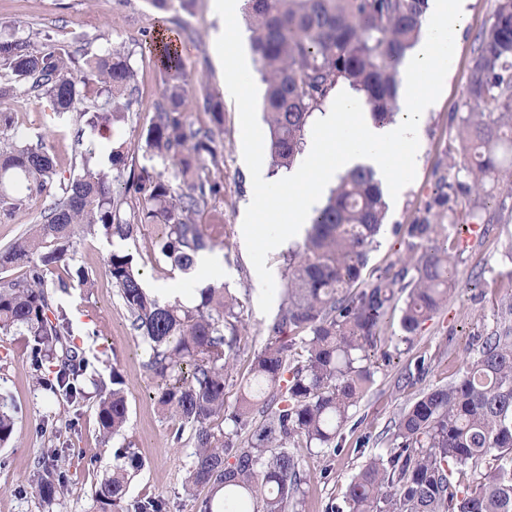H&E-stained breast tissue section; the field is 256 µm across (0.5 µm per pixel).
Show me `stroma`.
<instances>
[{
	"instance_id": "obj_1",
	"label": "stroma",
	"mask_w": 512,
	"mask_h": 512,
	"mask_svg": "<svg viewBox=\"0 0 512 512\" xmlns=\"http://www.w3.org/2000/svg\"><path fill=\"white\" fill-rule=\"evenodd\" d=\"M493 9L494 0H472L468 8L448 80L422 129L416 177L400 199L389 205V228L369 254L366 279L376 278L397 260L399 239L392 232L393 226L412 223L432 202L440 177L452 182L462 177L461 172L450 168L448 152L457 146L460 118L470 110L462 91L470 79L477 37L489 27ZM167 18L169 27L181 33L180 51L189 76L186 108L191 119L201 125L209 122L208 115L197 106L203 86H210L223 99L221 152L217 163L208 165L207 173L210 180L223 184L224 190L196 220L211 235L214 252L223 255L224 267L209 270L195 266L182 272L157 263L155 241L160 228L154 224L141 226L135 247L141 256L145 288H153L158 282L196 290L223 284L239 299V351L234 380L226 389V404L231 407L239 394L238 381L247 377L268 339L267 327L273 320L258 307L260 281L240 238V226L253 197L251 168L269 164L268 135L262 117L264 85L258 69H251L250 94L241 100L227 98L226 47L216 34L228 22L214 11L212 0H194L191 10L171 12ZM157 25L158 16L145 0H0L1 33L28 36L38 43L49 35L71 48L82 47L91 53L110 44L125 46L136 71V101L116 140L132 149L136 162L141 159L137 144L149 126L155 104L162 100V76L143 37L145 31ZM0 111L12 114L14 126L24 139L45 144L55 157L59 178L72 175L81 151L72 114L57 113L48 99L34 97L2 101ZM113 141L101 139L93 144L101 167L109 165ZM487 212L494 218V230L489 240L464 254L459 286L442 315L427 322L411 343L393 339L371 352L374 383L351 411L342 452L331 458L317 449L302 451V464L309 477L305 512H326L330 504L342 503L351 475L365 463L368 454L386 448V432L401 409L415 402L424 390L448 383L463 368L474 336L493 326L494 281L512 271V199L497 194L489 197ZM110 253L106 238H87L79 244L75 262L92 274L93 287L81 288L73 283L66 290H58V282L65 275L61 269L48 275L47 284L54 288L56 302L71 319V346L76 355L85 359L102 381H109L112 370L122 373L128 387L125 433L103 444L95 401L74 405L34 388L27 336L17 331L0 333V394L18 410L17 440L0 448V512H101L95 489L112 471L113 448L128 443L146 463L130 486V497L160 496L169 501L170 512H197L183 490L192 448L187 443L177 448L170 443L174 423L154 400L160 379L143 366L128 313L107 273ZM419 358L428 364V374L419 381L405 380V373ZM51 414L62 420L77 418L76 430L56 434L46 423ZM362 433L369 435L370 443L361 452L355 439ZM55 447L62 451L68 483L64 495L48 504L30 485L29 477L35 460ZM327 468L332 475L326 479L322 473Z\"/></svg>"
}]
</instances>
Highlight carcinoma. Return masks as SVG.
<instances>
[{
  "instance_id": "obj_1",
  "label": "carcinoma",
  "mask_w": 512,
  "mask_h": 512,
  "mask_svg": "<svg viewBox=\"0 0 512 512\" xmlns=\"http://www.w3.org/2000/svg\"><path fill=\"white\" fill-rule=\"evenodd\" d=\"M428 0H246L251 49L266 86L263 110L271 166H290L304 147V131L338 83L361 93L373 118L395 121L401 66L417 43ZM163 75V103L143 135L147 163L133 167L124 186L80 153L68 180L57 179L55 157L43 143L21 144L11 113L0 112V223L30 200L44 198L38 219L0 249V331L29 336L33 382L72 401L85 398L88 365L73 355L72 323L55 304L46 275L74 260L87 235L127 241L142 224L160 226L158 260L185 271L213 247L195 216L221 194L202 176L204 157L217 161L222 103L204 91L211 126L197 127L185 109L187 75L177 39L155 54ZM462 95L471 112L458 130L462 168L470 183L441 178L433 203L408 225L400 267L372 281L362 278L388 206L372 168L357 166L329 191L307 238L289 256L284 298L269 339L226 410L239 340V302L226 288L200 290V302L162 301L146 291L129 250L107 266L130 329L140 338L147 368L162 380L161 411L178 422L176 444L189 432L185 493L198 512H303L307 474L300 452L342 447L350 408L373 379L369 351L395 310L400 341L408 342L448 306L457 288L459 258L493 230L485 189L494 183L512 198V0H495ZM131 54L114 45L76 56L61 43L39 47L31 37H0V100L37 93L59 113L74 114L76 141L119 130L133 106ZM125 143L112 148L111 167L125 169ZM163 169H158L155 161ZM451 165L459 164L450 157ZM496 323L476 337L473 357L447 384L431 388L400 412L386 453L371 456L351 477L344 506L328 512H512V272L494 289ZM301 349H296V345ZM58 360L51 374L44 362ZM97 424L107 442L123 433L126 384L112 368V387L97 385ZM16 439L15 417L0 403V447ZM54 448L31 476L50 503L63 494L67 474ZM112 474L95 498L102 512H167L161 497L131 499L128 490L144 460L132 445L113 452Z\"/></svg>"
}]
</instances>
